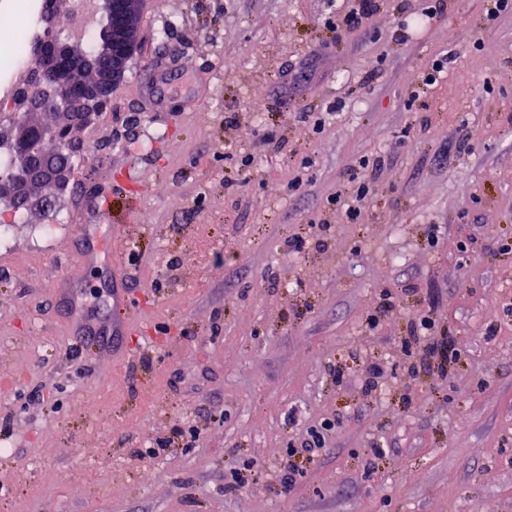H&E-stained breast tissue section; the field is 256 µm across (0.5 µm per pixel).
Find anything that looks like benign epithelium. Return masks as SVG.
<instances>
[{"instance_id": "1", "label": "benign epithelium", "mask_w": 512, "mask_h": 512, "mask_svg": "<svg viewBox=\"0 0 512 512\" xmlns=\"http://www.w3.org/2000/svg\"><path fill=\"white\" fill-rule=\"evenodd\" d=\"M142 0H93V8L105 12L109 17V35L112 42V56L102 66L93 87L80 95H75L66 86L55 90L56 107L71 113L75 125L81 127L99 115L98 102L111 87L123 81L128 71V62L134 51L137 29L134 17L141 7ZM54 65L49 59L40 62L35 71L26 73V79H38L43 85H52ZM56 130L46 126L40 138L30 143V153L42 158V165L33 168L27 164L19 167L13 179L11 193L3 194L0 200L16 205L29 199L31 185L37 182H51L58 190L66 188L70 181V171L59 165L54 156L46 150V144L54 140Z\"/></svg>"}]
</instances>
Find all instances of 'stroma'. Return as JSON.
<instances>
[{
    "label": "stroma",
    "mask_w": 512,
    "mask_h": 512,
    "mask_svg": "<svg viewBox=\"0 0 512 512\" xmlns=\"http://www.w3.org/2000/svg\"><path fill=\"white\" fill-rule=\"evenodd\" d=\"M351 3L144 0L125 80L72 133L67 223L31 207L0 246V512H512V12L379 0L336 31ZM362 182L352 222L330 199ZM445 336L448 372L409 374Z\"/></svg>",
    "instance_id": "35a3bbf8"
}]
</instances>
